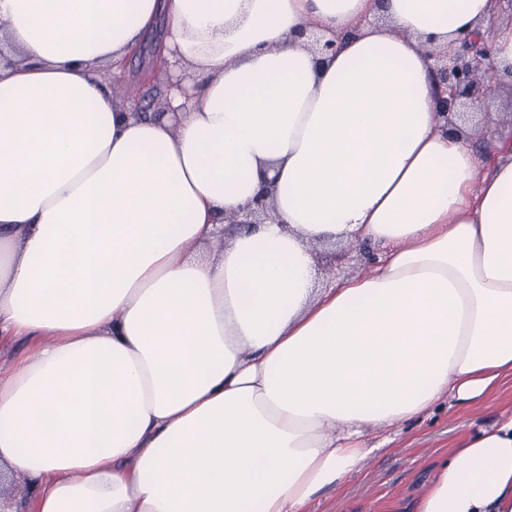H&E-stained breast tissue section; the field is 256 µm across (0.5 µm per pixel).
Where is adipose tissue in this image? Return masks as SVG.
<instances>
[{
    "mask_svg": "<svg viewBox=\"0 0 512 512\" xmlns=\"http://www.w3.org/2000/svg\"><path fill=\"white\" fill-rule=\"evenodd\" d=\"M0 469L31 512H309L404 425L512 375V143L435 110L432 51L492 0H0ZM161 31L178 123L120 70ZM335 41L318 53L307 31ZM268 191L278 219L204 257ZM377 248L315 285L313 246ZM415 512H512V416L458 443Z\"/></svg>",
    "mask_w": 512,
    "mask_h": 512,
    "instance_id": "1",
    "label": "adipose tissue"
}]
</instances>
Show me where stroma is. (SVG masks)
Here are the masks:
<instances>
[{
    "mask_svg": "<svg viewBox=\"0 0 512 512\" xmlns=\"http://www.w3.org/2000/svg\"><path fill=\"white\" fill-rule=\"evenodd\" d=\"M129 96L142 109L158 111L159 94L168 81L163 69L145 71L139 57H130L123 73ZM316 274L318 286L333 276L366 275L374 247L365 242L323 243ZM512 413V377L470 404L440 403L433 412L405 426H372L364 440L374 452L342 486L321 492L315 512H412L414 500L431 479L443 454L461 438L478 432L500 416Z\"/></svg>",
    "mask_w": 512,
    "mask_h": 512,
    "instance_id": "obj_1",
    "label": "stroma"
}]
</instances>
